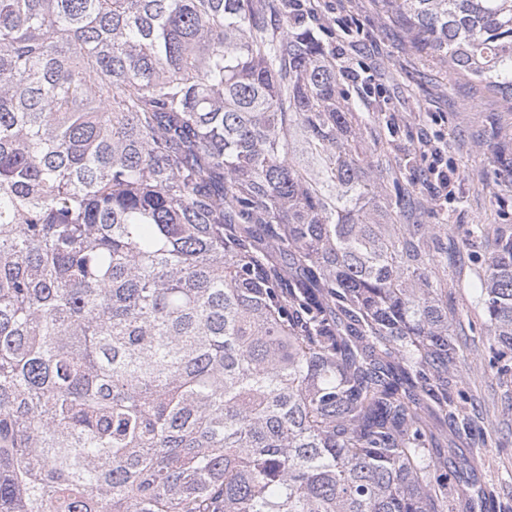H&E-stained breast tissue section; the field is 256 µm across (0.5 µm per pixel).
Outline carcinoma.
<instances>
[{
    "mask_svg": "<svg viewBox=\"0 0 512 512\" xmlns=\"http://www.w3.org/2000/svg\"><path fill=\"white\" fill-rule=\"evenodd\" d=\"M385 2L512 112V0ZM410 205L304 0H0V512L494 501ZM479 300L508 376L512 230Z\"/></svg>",
    "mask_w": 512,
    "mask_h": 512,
    "instance_id": "carcinoma-1",
    "label": "carcinoma"
}]
</instances>
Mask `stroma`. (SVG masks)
Masks as SVG:
<instances>
[{"label": "stroma", "mask_w": 512, "mask_h": 512, "mask_svg": "<svg viewBox=\"0 0 512 512\" xmlns=\"http://www.w3.org/2000/svg\"><path fill=\"white\" fill-rule=\"evenodd\" d=\"M316 27L332 37L337 77L362 117L367 152L410 188L414 207L399 224H444L439 243L448 253V320L466 358L462 372L488 446L474 462L480 480L496 482V498L512 502V380L484 370L486 317L478 301L477 254L497 230L512 228V112L492 105L473 85L419 55L383 0H313ZM492 152H484V145ZM447 172V194L435 178ZM484 227L466 247L471 225Z\"/></svg>", "instance_id": "stroma-1"}]
</instances>
